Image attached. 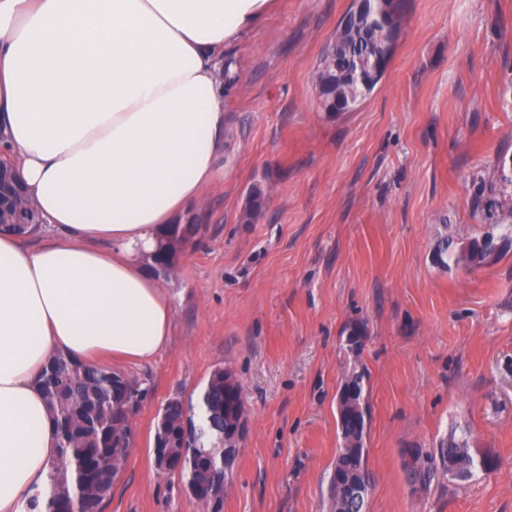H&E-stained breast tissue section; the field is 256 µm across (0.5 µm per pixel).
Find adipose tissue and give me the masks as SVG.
Returning a JSON list of instances; mask_svg holds the SVG:
<instances>
[{"mask_svg":"<svg viewBox=\"0 0 512 512\" xmlns=\"http://www.w3.org/2000/svg\"><path fill=\"white\" fill-rule=\"evenodd\" d=\"M271 0H0V156L45 240L0 232V512L48 481L39 378L63 354L150 361L173 306L140 259L202 199L224 49Z\"/></svg>","mask_w":512,"mask_h":512,"instance_id":"1","label":"adipose tissue"}]
</instances>
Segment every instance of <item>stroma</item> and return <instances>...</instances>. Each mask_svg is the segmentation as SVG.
<instances>
[{"label":"stroma","instance_id":"stroma-1","mask_svg":"<svg viewBox=\"0 0 512 512\" xmlns=\"http://www.w3.org/2000/svg\"><path fill=\"white\" fill-rule=\"evenodd\" d=\"M354 0H274L227 47L218 172L200 226L162 284L167 346L113 363L146 396L103 512H207L159 471L161 408L196 402L213 371L243 391L245 437L220 512H330L339 446L340 338L363 322L371 423L367 512H512V251L479 270L443 267L512 194V0H404L383 81L351 111L323 112L314 73ZM269 186L245 222L249 188ZM499 458L492 473L415 492L401 450L451 427Z\"/></svg>","mask_w":512,"mask_h":512}]
</instances>
